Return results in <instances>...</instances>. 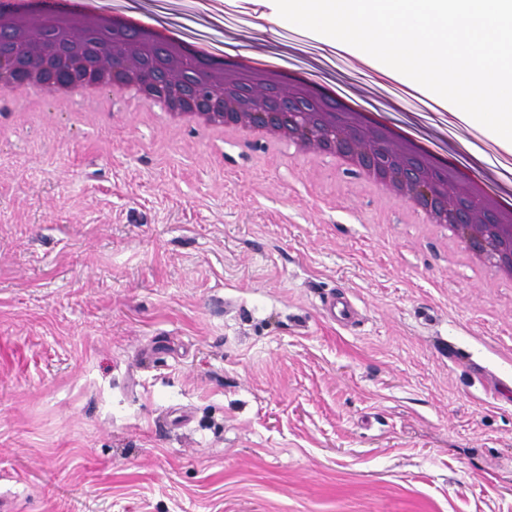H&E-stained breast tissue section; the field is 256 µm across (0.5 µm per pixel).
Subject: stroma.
Returning <instances> with one entry per match:
<instances>
[{"mask_svg":"<svg viewBox=\"0 0 512 512\" xmlns=\"http://www.w3.org/2000/svg\"><path fill=\"white\" fill-rule=\"evenodd\" d=\"M229 27L315 66L302 22L230 5L209 40ZM315 68L392 100L352 56ZM0 497L512 512V288L319 154L0 90ZM326 317L332 322H338L343 325L351 322L353 309L351 305L343 298L332 296L323 306Z\"/></svg>","mask_w":512,"mask_h":512,"instance_id":"1","label":"stroma"}]
</instances>
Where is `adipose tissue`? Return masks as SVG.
Returning <instances> with one entry per match:
<instances>
[{"label":"adipose tissue","mask_w":512,"mask_h":512,"mask_svg":"<svg viewBox=\"0 0 512 512\" xmlns=\"http://www.w3.org/2000/svg\"><path fill=\"white\" fill-rule=\"evenodd\" d=\"M289 18L316 17L329 54L363 46L376 69L465 124L490 116L512 148V19L505 0H266ZM473 24L458 31L456 12Z\"/></svg>","instance_id":"obj_1"}]
</instances>
